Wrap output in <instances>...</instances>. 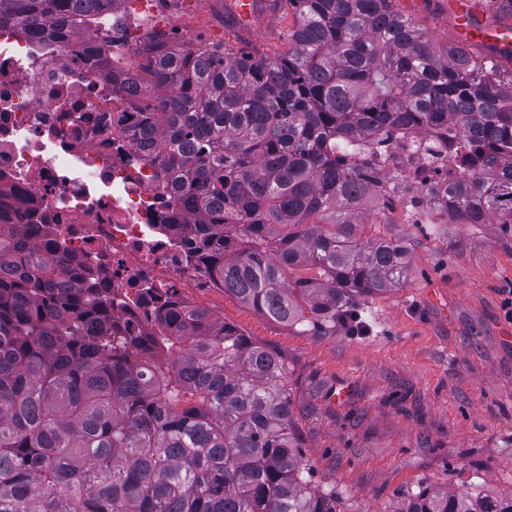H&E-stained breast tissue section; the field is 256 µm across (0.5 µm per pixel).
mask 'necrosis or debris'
I'll use <instances>...</instances> for the list:
<instances>
[{
  "instance_id": "1",
  "label": "necrosis or debris",
  "mask_w": 512,
  "mask_h": 512,
  "mask_svg": "<svg viewBox=\"0 0 512 512\" xmlns=\"http://www.w3.org/2000/svg\"><path fill=\"white\" fill-rule=\"evenodd\" d=\"M87 42L78 31L67 48L50 47L0 27V224L42 225L61 245L64 280L93 274L114 319L147 336L160 301L197 306L198 289L216 282L170 225L164 184L132 142L140 95L126 82L124 39L100 45L112 62L105 80L85 62ZM380 149L387 173L399 164L414 173L391 181L386 210L417 220L410 198L436 179L421 139Z\"/></svg>"
}]
</instances>
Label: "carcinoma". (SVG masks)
<instances>
[{"label":"carcinoma","mask_w":512,"mask_h":512,"mask_svg":"<svg viewBox=\"0 0 512 512\" xmlns=\"http://www.w3.org/2000/svg\"><path fill=\"white\" fill-rule=\"evenodd\" d=\"M117 0H0V23L67 45ZM288 50L148 49L133 138L193 253L275 322L325 333L400 286L409 246L362 237L387 192L372 144L445 142L429 224L512 240V70L438 45L393 0H288ZM151 353L88 281L65 285L40 225L0 224V512H344L304 480L285 363L205 308L161 306ZM394 512H512L479 484L421 485Z\"/></svg>","instance_id":"carcinoma-1"}]
</instances>
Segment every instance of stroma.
<instances>
[{"label": "stroma", "instance_id": "obj_1", "mask_svg": "<svg viewBox=\"0 0 512 512\" xmlns=\"http://www.w3.org/2000/svg\"><path fill=\"white\" fill-rule=\"evenodd\" d=\"M155 0L150 26L126 63L142 70V42L162 31L176 52L207 45L274 55L288 48L296 17L286 0ZM438 44L460 42L448 0H395ZM409 237L405 283L361 308V331L337 323L319 335L271 321L231 295L203 291L211 313L277 354L288 368L299 441L311 486L335 491L348 512H394L421 484L460 490L472 482L512 495V241L494 225L451 224ZM342 399H334L336 391Z\"/></svg>", "mask_w": 512, "mask_h": 512}]
</instances>
